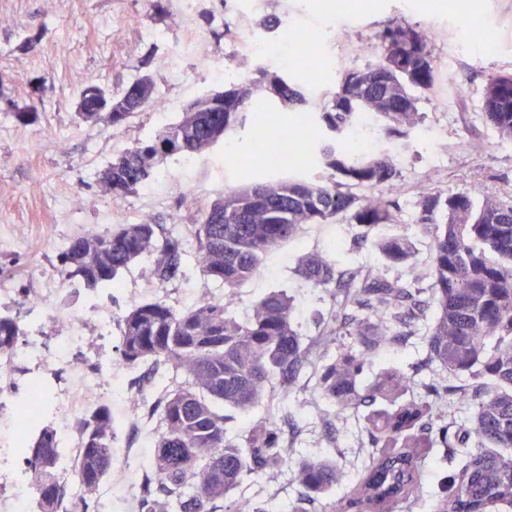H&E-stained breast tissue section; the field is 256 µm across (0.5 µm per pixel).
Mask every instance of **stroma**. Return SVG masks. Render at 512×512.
<instances>
[{"label": "stroma", "instance_id": "stroma-1", "mask_svg": "<svg viewBox=\"0 0 512 512\" xmlns=\"http://www.w3.org/2000/svg\"><path fill=\"white\" fill-rule=\"evenodd\" d=\"M392 23L430 31L438 82L419 92L422 120L407 138H389L366 125L350 132L344 145L352 156H383L396 168L400 212L394 230L414 242L415 265L383 261L358 225L308 224L267 256L265 272L238 288L229 304L230 313L244 319L265 294L285 291L309 345L317 334L313 319L327 313L331 299L296 275L301 256L330 253L339 243L343 269L373 267L392 279L425 276L431 235L414 222L422 189L512 204V140L483 119L488 76L512 73V0H345L339 8L329 0H169L161 14L150 0H0V283L15 290L13 297L0 298V311L18 317L27 335L49 353L74 317L93 326L96 305L111 304L117 317L147 300L182 308L217 296L196 265L192 212L181 210L178 202L191 196L200 210L225 188L268 178V171H250L244 160L253 147L251 128L226 133L204 153L167 158L152 181L122 199L101 193L100 174L117 156L178 119L189 102L223 90L227 81L253 76L261 66L302 86L311 108L327 105L344 72L372 63L364 47ZM303 32L316 35L319 49L334 61L328 76L313 86L301 64L302 49L293 41ZM246 35L261 42L260 52L242 48ZM142 76L152 79L158 97L168 103L166 111L142 112L116 126L104 116L94 122L79 118L77 92L84 84L117 93ZM20 112L27 113V121L17 120ZM147 215L183 238L187 256L180 279H156L148 257L122 270L110 291L72 287L58 271L55 255L68 240L107 233ZM25 288L54 289L48 303L54 320L19 305L16 293ZM425 337L421 329L372 351L371 372L394 365L416 381L431 382L437 372L426 358ZM118 346V336L112 335L84 339L78 347L83 358L112 376L106 405L116 430L115 460L103 482L108 498L97 502L96 512H137L138 483L156 425H128L130 400L136 391L169 383L149 366L122 365ZM314 403V396L299 391L275 414L290 445L288 462L334 460L343 474L336 495L349 496L369 461L370 417L385 402L337 411L327 423L316 415ZM468 453L465 447L423 449L421 487L399 512H429ZM241 489L268 502L273 512H291L306 496L287 471L275 480L266 473L247 476Z\"/></svg>", "mask_w": 512, "mask_h": 512}]
</instances>
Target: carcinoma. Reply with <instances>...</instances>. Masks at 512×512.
<instances>
[{"label":"carcinoma","instance_id":"obj_1","mask_svg":"<svg viewBox=\"0 0 512 512\" xmlns=\"http://www.w3.org/2000/svg\"><path fill=\"white\" fill-rule=\"evenodd\" d=\"M430 36L419 27L392 24L378 35L376 59L365 69L345 72L332 104L311 111L309 133L316 139L319 166L332 171L327 180L294 177L231 188L201 210L195 225L196 263L202 274L224 289L220 297L177 309L164 301L135 304L121 317L118 347L123 365L152 364L184 381L164 388L150 401L134 398L130 424L157 419L150 473L140 480L138 512H271L252 498H232L245 476L275 471L288 463V445L275 424H256L243 442L227 438L224 408L246 413L272 402L274 391L286 398L311 364L309 349L294 326L290 297L271 291L240 321L229 314L234 290L259 274L272 251L294 239L306 224L342 218L373 235L385 261L412 265L415 246L402 234L377 236L379 227L397 223L392 192L397 170L383 156L352 158L346 134L369 114L390 138H405L420 123L417 91L432 88ZM256 98L308 111L309 101L285 75L265 68L258 78L243 79L223 91L197 99L179 120L152 139L127 150L101 174V191L124 198L144 185L154 169L174 155L200 154L230 130L243 126ZM80 105L108 111L114 125L156 110L159 98L147 76L123 91L104 97L96 85L79 91ZM483 115L506 139H512V74L488 78ZM353 188L368 189L357 195ZM415 223L434 229L430 283L423 277L389 279L371 268L348 275L331 254L303 256L296 272L316 288L335 286L336 310L317 323L319 336L352 342L323 354L309 391L334 409H357L370 395L358 383L369 368V352L397 336L415 333L426 318L430 295L436 311L427 336L428 356L452 376L474 375L486 384L461 390L471 411L468 422L433 426L434 413L448 406V385L433 383L426 398L409 399L382 413L374 423L372 456L354 497L332 498L342 480L336 463L305 458L292 477L307 492L326 495L323 512H396L414 498L422 468L418 449L433 436L448 448L472 445L459 475V488L437 502L434 512H487L512 509V205L495 197L481 202L462 193L422 190ZM155 257L154 274L163 281L183 275L182 239L165 232L153 217L119 224L106 234L86 233L68 241L57 258L61 274L86 288L112 286L117 274L144 256ZM24 331L20 322L0 313V355L15 347ZM376 393L401 395L410 379L396 369L379 374ZM81 448L75 471L84 496L69 512H93L91 496L112 469L115 433L112 413L100 406L80 421ZM19 451L34 482L33 512H59L57 470L60 443L56 430L41 426L20 440ZM230 505H224V501Z\"/></svg>","mask_w":512,"mask_h":512}]
</instances>
